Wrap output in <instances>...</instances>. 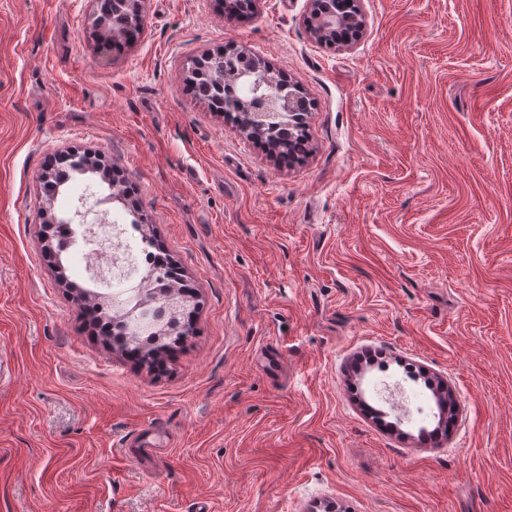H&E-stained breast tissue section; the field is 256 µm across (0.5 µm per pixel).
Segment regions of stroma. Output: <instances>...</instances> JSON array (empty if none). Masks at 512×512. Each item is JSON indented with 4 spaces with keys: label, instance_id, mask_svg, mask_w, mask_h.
I'll return each mask as SVG.
<instances>
[{
    "label": "stroma",
    "instance_id": "1",
    "mask_svg": "<svg viewBox=\"0 0 512 512\" xmlns=\"http://www.w3.org/2000/svg\"><path fill=\"white\" fill-rule=\"evenodd\" d=\"M149 0L98 51L95 0H0V512H512V0ZM227 46L306 93L292 164L184 81ZM75 149L138 193L198 302L154 374L107 348L44 248L40 176ZM419 369L420 382L405 374ZM443 382L456 422L418 440ZM399 385L421 417L390 428ZM311 10L305 23L312 37L322 43L336 48L349 46L347 39H341L340 34L347 28L356 29L361 33L365 28L361 0H341L338 10H321V2L311 1Z\"/></svg>",
    "mask_w": 512,
    "mask_h": 512
}]
</instances>
